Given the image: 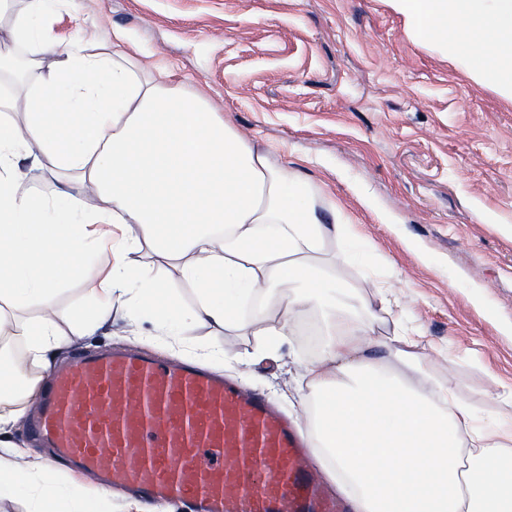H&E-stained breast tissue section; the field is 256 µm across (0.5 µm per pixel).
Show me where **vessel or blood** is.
Segmentation results:
<instances>
[{
	"mask_svg": "<svg viewBox=\"0 0 512 512\" xmlns=\"http://www.w3.org/2000/svg\"><path fill=\"white\" fill-rule=\"evenodd\" d=\"M57 457L196 512H343L296 425L264 395L198 366L104 353L53 376L31 422Z\"/></svg>",
	"mask_w": 512,
	"mask_h": 512,
	"instance_id": "vessel-or-blood-1",
	"label": "vessel or blood"
}]
</instances>
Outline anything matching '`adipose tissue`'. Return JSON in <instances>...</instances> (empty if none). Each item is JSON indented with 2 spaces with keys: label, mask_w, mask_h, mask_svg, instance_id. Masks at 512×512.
Segmentation results:
<instances>
[{
  "label": "adipose tissue",
  "mask_w": 512,
  "mask_h": 512,
  "mask_svg": "<svg viewBox=\"0 0 512 512\" xmlns=\"http://www.w3.org/2000/svg\"><path fill=\"white\" fill-rule=\"evenodd\" d=\"M64 0H29L0 61L26 49L27 73L0 91V341L21 344L39 367L0 409V499L27 492L29 512H111L46 472L11 463V436L71 335L92 336L114 305L153 318L163 336L209 326H257L256 351L274 353L295 313L319 308L326 332L299 380L308 435L351 512H512V417L480 420L447 379L428 373L411 332L376 342L370 322L339 308L342 255L333 241L362 244L342 215L325 223L298 174L227 127L172 73L152 75L128 52L122 30L99 44L57 52L38 24ZM416 34L463 55L473 78L512 97V0H390ZM56 53L51 66L43 57ZM34 170L68 175L53 197L18 194V153ZM95 191L97 210L80 208ZM174 269L191 285L184 307L168 281L130 253ZM94 278L86 311L52 309L59 286Z\"/></svg>",
  "instance_id": "1"
}]
</instances>
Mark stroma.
Wrapping results in <instances>:
<instances>
[{
    "instance_id": "stroma-1",
    "label": "stroma",
    "mask_w": 512,
    "mask_h": 512,
    "mask_svg": "<svg viewBox=\"0 0 512 512\" xmlns=\"http://www.w3.org/2000/svg\"><path fill=\"white\" fill-rule=\"evenodd\" d=\"M44 26L59 50L124 30L144 68L171 67L276 166L321 190L366 239L339 273L357 315L384 341L418 330L434 348L429 369L481 414L512 413L500 398L512 389L511 97L416 38L388 0H66ZM321 324L319 311L297 314L288 346L225 360L224 376L300 415L298 375ZM152 332L117 306L111 325L71 337L58 362L160 359L225 340L209 327L153 342Z\"/></svg>"
}]
</instances>
